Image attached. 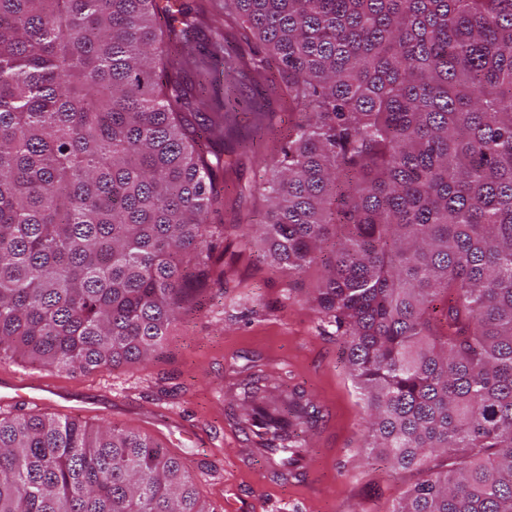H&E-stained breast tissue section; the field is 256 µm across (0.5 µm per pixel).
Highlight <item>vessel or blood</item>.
I'll return each mask as SVG.
<instances>
[{
	"instance_id": "1",
	"label": "vessel or blood",
	"mask_w": 512,
	"mask_h": 512,
	"mask_svg": "<svg viewBox=\"0 0 512 512\" xmlns=\"http://www.w3.org/2000/svg\"><path fill=\"white\" fill-rule=\"evenodd\" d=\"M290 427L267 404H260L256 426L249 430L240 458L243 464L260 462L277 473L282 484L313 485V462L304 448L276 447L274 438L288 434Z\"/></svg>"
}]
</instances>
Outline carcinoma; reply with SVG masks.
I'll list each match as a JSON object with an SVG mask.
<instances>
[{"label":"carcinoma","instance_id":"cac0c4a2","mask_svg":"<svg viewBox=\"0 0 512 512\" xmlns=\"http://www.w3.org/2000/svg\"><path fill=\"white\" fill-rule=\"evenodd\" d=\"M305 120L266 182L270 265L323 268L368 459L422 480L392 512H512V0H224ZM180 0H0V353L149 359L216 269L237 129L182 78ZM261 387L244 388L243 427ZM303 427L300 396L279 410ZM0 512H205L139 433L0 414Z\"/></svg>","mask_w":512,"mask_h":512}]
</instances>
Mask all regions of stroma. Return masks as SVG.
<instances>
[{
  "mask_svg": "<svg viewBox=\"0 0 512 512\" xmlns=\"http://www.w3.org/2000/svg\"><path fill=\"white\" fill-rule=\"evenodd\" d=\"M183 2L208 19L201 43L226 41L247 59L261 52L240 22L225 14L224 0ZM286 86L285 75L273 68L258 86L220 79L208 87L212 102L242 114L239 134L224 141L230 161L219 176L224 210L213 218L230 227L219 244L224 280L197 289L196 301L171 325L163 351L140 364L85 374L1 356L0 375L42 390L32 403H0V412L75 418L91 427L146 434L187 465L211 512H224L228 491L257 512H391L420 476L366 459L368 416L342 358L336 325L314 302L321 268L288 276L259 260L258 241L233 230L256 222L265 209L264 163L279 157L289 128L302 119L289 104ZM256 102L267 112L258 129L249 115ZM251 373L262 375L265 401L280 405L295 390L327 418L329 432L316 428L307 435L308 448L319 458L315 494L298 485L281 487L239 465L244 404L238 382Z\"/></svg>",
  "mask_w": 512,
  "mask_h": 512,
  "instance_id": "stroma-1",
  "label": "stroma"
}]
</instances>
